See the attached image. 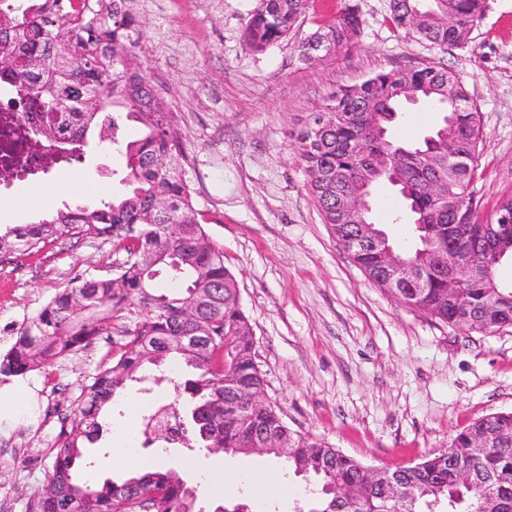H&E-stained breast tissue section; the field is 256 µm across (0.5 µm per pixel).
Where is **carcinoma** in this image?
I'll return each mask as SVG.
<instances>
[{
    "label": "carcinoma",
    "mask_w": 512,
    "mask_h": 512,
    "mask_svg": "<svg viewBox=\"0 0 512 512\" xmlns=\"http://www.w3.org/2000/svg\"><path fill=\"white\" fill-rule=\"evenodd\" d=\"M431 2L389 0L392 24L440 47L465 45L484 0ZM308 8L309 0H257L243 43L254 53L266 51L288 37ZM361 30L359 13L349 6L301 44L300 59L319 60L305 52L313 42L337 54L355 44ZM142 32L131 0H25L0 10V84L18 91L20 111L34 106L42 112L34 146L50 143L75 154L93 129L99 142L114 144L106 125L112 111L141 126L140 136L123 146V189L111 200L67 206L0 233L1 253L85 235L109 237L127 256L111 275L86 277L57 293L20 328L0 360V376L46 372L117 325L125 339L124 351L82 390L69 427L51 450V491L34 496L28 512H201L181 472L165 463L101 483L83 477L85 444L98 441L104 407L147 363L157 369L183 365L193 373L174 386L177 397L186 394L192 403L182 448L249 454L250 435L272 434L282 447L265 455L319 485L307 512H512V412L479 417L447 448L397 468L412 496L393 500L360 461L291 431L274 405L226 408L239 389L264 390V378L238 281L224 267V251L209 241L194 203L176 115L136 61ZM409 91L443 113L418 143L381 138L357 114L367 102L388 126L409 102ZM296 141L308 190L341 242L353 233V220L336 205V179L353 193L399 174L396 188L415 236L402 256L419 271L415 283L394 290L404 305L469 330L512 325V285L491 288L496 266L479 244L448 228L465 224L475 235L498 228L481 219L469 191L483 144L482 116L456 73L435 63L378 72L336 93ZM433 182L442 184L445 198L430 193ZM351 256L369 279L387 287L376 251ZM450 280L458 282L452 296ZM461 471L470 474L469 482L458 480ZM144 494L146 502L136 505Z\"/></svg>",
    "instance_id": "cac0c4a2"
}]
</instances>
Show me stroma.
<instances>
[{
	"instance_id": "stroma-1",
	"label": "stroma",
	"mask_w": 512,
	"mask_h": 512,
	"mask_svg": "<svg viewBox=\"0 0 512 512\" xmlns=\"http://www.w3.org/2000/svg\"><path fill=\"white\" fill-rule=\"evenodd\" d=\"M364 20L358 43L316 65L298 47L333 22L340 0H313L290 35L262 53L241 32L256 0H133L145 24L136 51L152 84L175 112L205 229L224 250L251 324L265 394L288 426L337 448L369 468L393 470L448 447L475 419L512 412V326L476 332L415 311L370 282L324 224L307 190L295 137L312 112L340 89L379 71L431 62L455 71L483 120V149L471 184L480 213L492 218L512 194V0H485L465 47L440 49L395 30L389 0H349ZM440 119L431 105L405 106L389 128L404 142L422 140ZM123 165L119 151L89 141L71 182L50 203L42 187L11 180L0 195V226L29 224L77 203L110 199ZM391 243L413 242L397 190L384 183L371 198ZM123 251L106 237H63L22 255H0V354L17 330L59 291L86 276L110 275ZM119 332L62 358L49 373L0 381V498L7 512H26L47 483L51 450L82 389L107 353H119ZM146 397L127 383L103 417V434L88 449L85 475L123 476L112 455L117 434L139 433ZM139 459L181 461L185 476L221 469L225 504L246 501L253 512H296L301 479L278 472L267 456L137 448ZM266 473L287 483L284 495L239 484L237 475ZM205 494L202 503L217 500Z\"/></svg>"
}]
</instances>
